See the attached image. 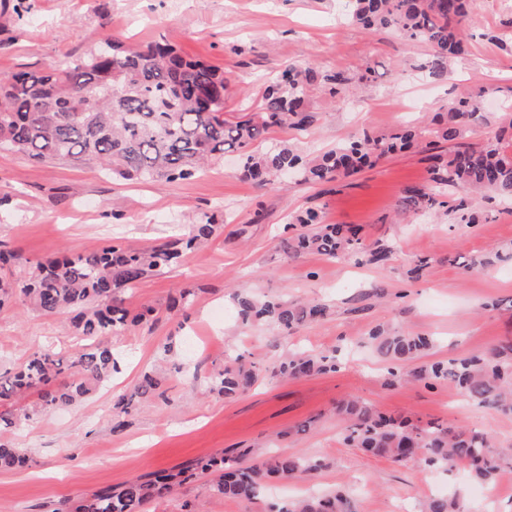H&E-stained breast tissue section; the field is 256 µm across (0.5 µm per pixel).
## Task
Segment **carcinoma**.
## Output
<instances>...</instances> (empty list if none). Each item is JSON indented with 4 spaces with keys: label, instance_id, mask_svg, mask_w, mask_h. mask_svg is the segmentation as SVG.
I'll use <instances>...</instances> for the list:
<instances>
[{
    "label": "carcinoma",
    "instance_id": "carcinoma-1",
    "mask_svg": "<svg viewBox=\"0 0 512 512\" xmlns=\"http://www.w3.org/2000/svg\"><path fill=\"white\" fill-rule=\"evenodd\" d=\"M351 4L352 21L365 31L394 29L428 45L424 68L435 78L447 73L448 60L465 51L464 34L473 23L471 0H351ZM350 81L341 72L322 71L312 64L287 65L264 86L257 111L247 119L231 121L224 118L226 85L220 68L188 59L168 44L133 48L104 37L80 59L0 76V151L42 162L95 160L122 179L164 183L191 180L232 151L237 154L240 176L252 183L274 185L291 175L301 183L317 184L339 182L390 154L410 149L429 152L484 120L479 99L456 96L433 117L427 136L405 125L385 136L364 131L314 159L282 145L253 150L274 127L308 128L315 123L316 113L308 105L313 86L334 97L348 89ZM507 136L512 137V116L504 120L494 142L472 144L446 158L431 155L435 186L405 188L402 210L418 215L446 207L459 214L462 224L479 223L480 214L453 195L462 191L512 198V155L498 147V141ZM218 228L215 217L205 214L189 231H180L148 250L122 243L88 252L67 250L31 267L16 287L0 281V304L15 296L21 305L48 315L70 313L78 335L88 341L84 350L69 357L41 351L15 374L0 375L1 470L26 462L3 440V434L21 422L12 410L16 398L36 390L39 408L47 410L79 401L107 382L119 370L109 338L154 313L151 306L132 312L118 292L176 266L185 251L204 243ZM282 248L290 259L306 252L342 259L362 249L360 228L328 224L322 211L308 209L296 216ZM511 259V252L496 250L469 260L466 267H489ZM233 298L243 325L266 324L279 333L290 334L327 315L326 305L319 301L290 303L280 297L239 293ZM366 344L392 365V384L402 379L428 386L445 383L475 405L512 415V339L479 355L436 360L411 371L406 370L407 364L429 354L431 337L379 327ZM336 368L334 355L292 354L280 362L277 372L297 378ZM258 376L255 365L236 358L215 375L210 391L231 398L246 391ZM158 386L155 377L146 375L130 396L121 398L115 428L125 426L121 415L129 413L135 399L155 394ZM338 413L343 441L349 447L396 463L416 461L444 473L463 468L479 483H492L501 457L512 453L511 448L498 447L487 432L439 421L413 424L381 414L358 399L344 402ZM196 467L218 473L219 494L252 501L269 480L308 479L326 463L307 456L251 458L245 450L235 456L212 457ZM191 470V465L176 475L161 470L118 490H99L80 501L73 512H143L150 500L173 494L182 484L177 476ZM279 512L356 510L350 496L338 491L291 501ZM422 512H466L465 492L457 488L432 495Z\"/></svg>",
    "mask_w": 512,
    "mask_h": 512
}]
</instances>
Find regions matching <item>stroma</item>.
Segmentation results:
<instances>
[{
    "mask_svg": "<svg viewBox=\"0 0 512 512\" xmlns=\"http://www.w3.org/2000/svg\"><path fill=\"white\" fill-rule=\"evenodd\" d=\"M472 13L464 54L449 60L446 77L435 78L425 67L426 45L392 29L367 33L350 22V0H0V74L53 66L103 36L164 41L223 69L229 119L254 106L264 82L286 64L312 63L357 80L355 96L312 89V127L268 133L269 142H288L306 155L364 129L389 134L399 123L423 122L449 98L482 94L486 124L440 143L445 153L494 138L512 106V0H472ZM430 183V163L415 153L386 157L339 184L259 188L238 177L230 153L202 176L160 184L112 178L93 160L40 164L0 152V251L21 259L0 268L3 281L65 248L89 251L114 241L149 247L205 213L220 224L179 266L124 291L129 308L149 303L156 314L112 336L120 372L91 396L39 412L9 434L28 463L0 470V512H55L101 489L243 448L257 456L320 458L326 466L311 479L273 483L251 502L218 494L215 475L202 474L145 512H271L286 500L339 490L356 512H396L404 503L419 512L426 497L454 484L466 487L468 512H512V460L486 489L464 471L399 465L347 447L341 436L336 407L355 397L385 414L480 429L512 445V416L468 404L445 386L389 385L386 361L364 344L375 327L395 326L433 336L430 357L438 360L480 354L512 337V261L489 270L457 262L512 248V200H472L482 221L468 227L452 212L416 219L400 209L405 187ZM308 208L321 210L328 223L359 225L365 251L385 245L389 261L375 265L364 254L286 258L280 242L292 216ZM422 259L425 269L412 278ZM179 288L192 296L169 309ZM237 293L318 299L329 313L276 336L242 325ZM170 341L176 347L164 353ZM82 347L68 315L14 301L0 306L1 374L36 352ZM295 352L336 355L339 367L296 379L275 375ZM239 355L261 367L258 380L233 398L212 394L213 374ZM147 373L159 378V395L135 402L125 427L116 429L114 401Z\"/></svg>",
    "mask_w": 512,
    "mask_h": 512,
    "instance_id": "obj_1",
    "label": "stroma"
}]
</instances>
